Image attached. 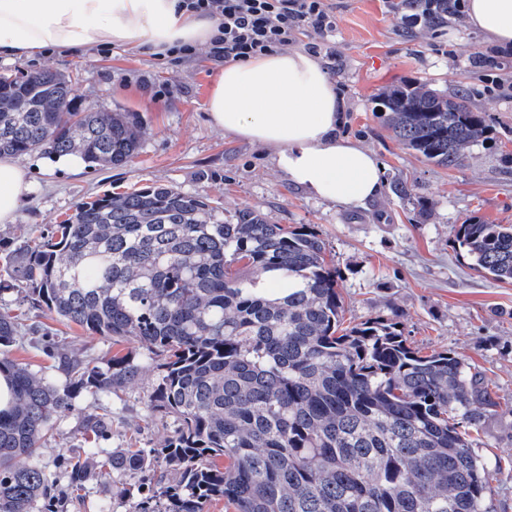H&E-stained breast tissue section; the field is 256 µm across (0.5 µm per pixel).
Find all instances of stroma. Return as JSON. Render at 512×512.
Wrapping results in <instances>:
<instances>
[{
  "mask_svg": "<svg viewBox=\"0 0 512 512\" xmlns=\"http://www.w3.org/2000/svg\"><path fill=\"white\" fill-rule=\"evenodd\" d=\"M328 2L336 32L329 57L320 63L330 68L346 102L344 134L372 150L382 167L376 197L353 208L323 202L287 180L263 146L214 128L206 105L219 67L205 48L182 59L117 45L82 54L55 50L0 60V76L61 74L71 79L79 103L136 113L147 135L137 155L120 167L49 171L37 167V153L21 156L32 168L34 192L14 223L0 224V253L60 223L77 202L154 185L208 198L228 221L249 209L272 224L311 225L342 273L338 288L346 321L398 317L412 346L458 353L486 376L499 406L480 432L476 453L488 464H501L494 499L498 512H512V282L474 270L452 236L453 226L470 217L512 224V98L489 95L482 71L468 65L469 56L491 52L493 44L465 18L439 29L402 20L395 0ZM409 80L427 81L451 95L467 92L471 105L484 112L489 137L463 166L426 162L388 129L378 95ZM0 305L42 325L70 352L107 359L131 349L65 325L33 305L26 284L17 280L0 279ZM157 383L156 370L145 368L108 405L107 449L153 448L173 436L174 417L147 406ZM95 410L90 397H78L41 450L57 488L66 484L62 457L78 449L82 418ZM123 481L117 474L97 478L69 512H96L104 498L111 499L114 512H127L119 492Z\"/></svg>",
  "mask_w": 512,
  "mask_h": 512,
  "instance_id": "obj_1",
  "label": "stroma"
}]
</instances>
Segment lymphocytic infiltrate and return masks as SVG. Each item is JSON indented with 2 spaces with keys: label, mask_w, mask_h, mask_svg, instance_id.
Masks as SVG:
<instances>
[{
  "label": "lymphocytic infiltrate",
  "mask_w": 512,
  "mask_h": 512,
  "mask_svg": "<svg viewBox=\"0 0 512 512\" xmlns=\"http://www.w3.org/2000/svg\"><path fill=\"white\" fill-rule=\"evenodd\" d=\"M187 11L213 17L217 32L208 55L214 63L245 61L293 44L314 32L313 53L326 51L336 30L327 0H184Z\"/></svg>",
  "instance_id": "1"
}]
</instances>
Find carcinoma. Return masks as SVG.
Masks as SVG:
<instances>
[{
    "mask_svg": "<svg viewBox=\"0 0 512 512\" xmlns=\"http://www.w3.org/2000/svg\"><path fill=\"white\" fill-rule=\"evenodd\" d=\"M448 23V0L420 18ZM387 126L429 162L458 167L489 128L467 94L424 81L378 95ZM146 128L131 112L82 107L61 76L0 79V154H76L120 166ZM471 266L512 282V224L466 219L453 228ZM33 300L112 342L137 348L105 363L57 352L66 382L10 357L40 327L0 312V512H59L40 461L54 422L83 393L101 406L155 358L149 406L174 414L160 448L110 452L111 421L84 416L85 448L65 459L69 493L121 472L129 512H495L475 434L497 407L488 380L461 356L408 344L396 319L344 320L339 272L307 224H269L241 210L224 220L204 197L158 185L75 205L47 232L4 256ZM171 479L154 481L160 467Z\"/></svg>",
    "mask_w": 512,
    "mask_h": 512,
    "instance_id": "cac0c4a2",
    "label": "carcinoma"
}]
</instances>
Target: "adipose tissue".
Wrapping results in <instances>:
<instances>
[{
    "label": "adipose tissue",
    "instance_id": "obj_1",
    "mask_svg": "<svg viewBox=\"0 0 512 512\" xmlns=\"http://www.w3.org/2000/svg\"><path fill=\"white\" fill-rule=\"evenodd\" d=\"M468 13L480 31L512 45V0H469ZM215 28L214 19L179 10L178 0H0V59L112 44L163 57L207 44ZM207 111L213 127L271 151L286 178L315 198L355 207L380 189L375 154L343 134L344 99L308 53L224 63ZM32 187L27 168L0 157V224L14 223Z\"/></svg>",
    "mask_w": 512,
    "mask_h": 512
}]
</instances>
